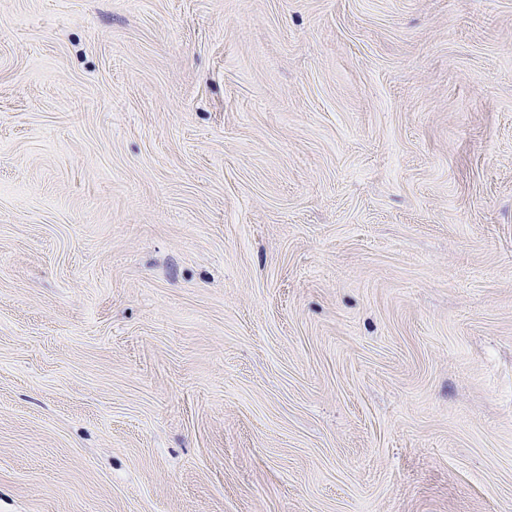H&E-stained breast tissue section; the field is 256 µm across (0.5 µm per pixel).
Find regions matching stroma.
I'll return each mask as SVG.
<instances>
[{
    "mask_svg": "<svg viewBox=\"0 0 512 512\" xmlns=\"http://www.w3.org/2000/svg\"><path fill=\"white\" fill-rule=\"evenodd\" d=\"M0 512H512V0H0Z\"/></svg>",
    "mask_w": 512,
    "mask_h": 512,
    "instance_id": "35a3bbf8",
    "label": "stroma"
}]
</instances>
